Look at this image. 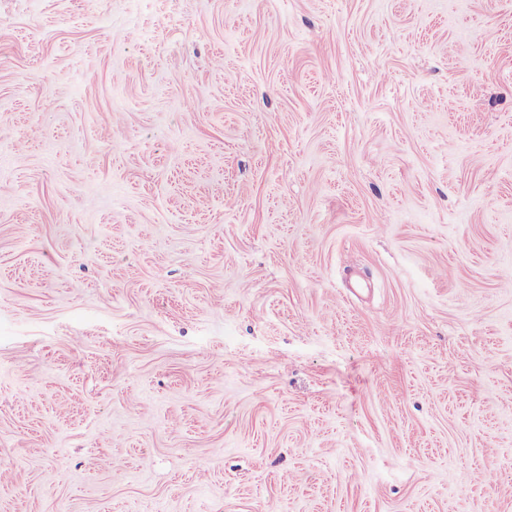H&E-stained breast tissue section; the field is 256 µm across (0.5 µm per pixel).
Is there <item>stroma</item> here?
<instances>
[{
	"label": "stroma",
	"mask_w": 512,
	"mask_h": 512,
	"mask_svg": "<svg viewBox=\"0 0 512 512\" xmlns=\"http://www.w3.org/2000/svg\"><path fill=\"white\" fill-rule=\"evenodd\" d=\"M509 272L512 0H0V512H512Z\"/></svg>",
	"instance_id": "35a3bbf8"
}]
</instances>
